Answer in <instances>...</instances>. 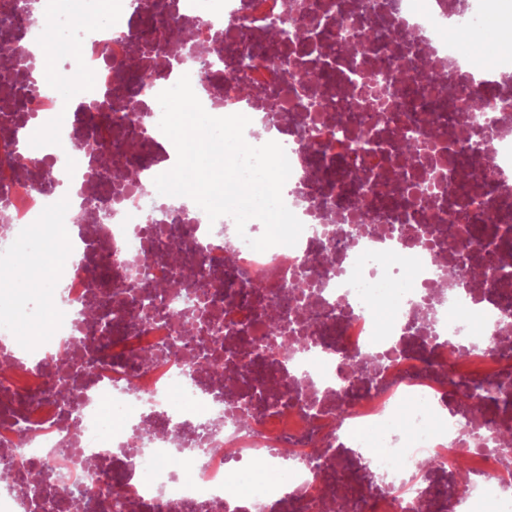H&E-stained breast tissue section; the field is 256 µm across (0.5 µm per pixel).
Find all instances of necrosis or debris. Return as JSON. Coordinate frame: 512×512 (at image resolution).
Returning a JSON list of instances; mask_svg holds the SVG:
<instances>
[{
  "label": "necrosis or debris",
  "instance_id": "necrosis-or-debris-1",
  "mask_svg": "<svg viewBox=\"0 0 512 512\" xmlns=\"http://www.w3.org/2000/svg\"><path fill=\"white\" fill-rule=\"evenodd\" d=\"M20 2L0 0V267L43 234L58 170L80 203L56 211L72 230L47 244L80 258L56 264L61 297L35 315L0 290V360L23 372L0 376V512H68L26 490V465L90 512H512V55L491 24L512 0H150V27L113 0L93 28L76 21L83 0H56L84 67L51 85L30 77L51 45ZM285 12L325 26L263 55ZM476 26L485 65L460 38ZM177 31L209 50L179 73L163 52ZM138 47L148 85L127 66ZM441 63L449 101L420 92ZM183 72L210 115L249 117V145L283 146L296 245L254 251L263 225L240 234L185 205L170 223L182 264L142 265L170 201L154 179L177 161L157 96ZM478 92L489 111L469 109ZM101 98L112 116L83 109ZM214 354L230 387L209 376Z\"/></svg>",
  "mask_w": 512,
  "mask_h": 512
}]
</instances>
